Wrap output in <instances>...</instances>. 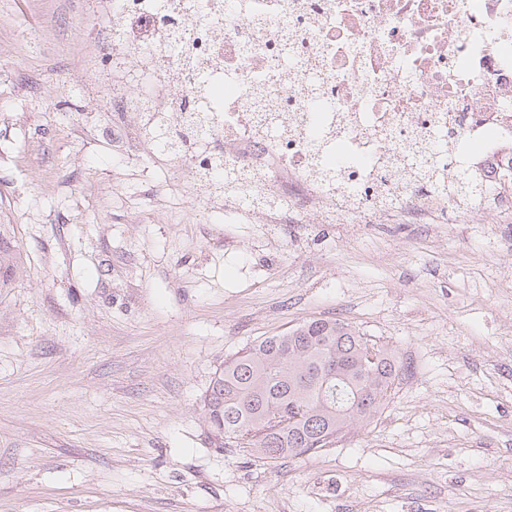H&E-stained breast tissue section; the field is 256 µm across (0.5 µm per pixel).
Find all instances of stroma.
<instances>
[{
  "mask_svg": "<svg viewBox=\"0 0 512 512\" xmlns=\"http://www.w3.org/2000/svg\"><path fill=\"white\" fill-rule=\"evenodd\" d=\"M102 8L0 0V512H512V211L356 235L145 198L170 162L95 106ZM317 318L400 356L377 416L299 458L214 447L225 359ZM20 254L11 245L6 229L0 225V288L11 282Z\"/></svg>",
  "mask_w": 512,
  "mask_h": 512,
  "instance_id": "1",
  "label": "stroma"
}]
</instances>
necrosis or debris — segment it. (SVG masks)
I'll list each match as a JSON object with an SVG mask.
<instances>
[{
    "instance_id": "1",
    "label": "necrosis or debris",
    "mask_w": 512,
    "mask_h": 512,
    "mask_svg": "<svg viewBox=\"0 0 512 512\" xmlns=\"http://www.w3.org/2000/svg\"><path fill=\"white\" fill-rule=\"evenodd\" d=\"M94 28L91 68L124 64L126 90L98 103L122 148L136 158L149 131L179 137L172 170L201 200L219 163L274 198L251 213L262 224L483 218L400 166L411 140L443 135L458 147L433 157L445 180L465 172L512 208V0H116ZM313 74L331 104L316 137ZM199 109L213 116L200 130Z\"/></svg>"
}]
</instances>
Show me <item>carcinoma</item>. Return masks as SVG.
<instances>
[{
  "label": "carcinoma",
  "instance_id": "carcinoma-1",
  "mask_svg": "<svg viewBox=\"0 0 512 512\" xmlns=\"http://www.w3.org/2000/svg\"><path fill=\"white\" fill-rule=\"evenodd\" d=\"M212 178L222 182L226 197L244 188L238 176L221 168ZM439 192L464 200L484 190L457 178L440 184ZM19 261L6 229L0 228V288L11 282ZM369 345L375 361L365 367ZM330 369L342 380L327 381ZM403 371L394 351L370 342L350 324L310 320L224 362L204 398L210 439L218 448L242 442L271 462L316 452L326 447V437L374 418ZM357 394L368 404L355 410L350 399ZM273 418L280 419V427L270 425Z\"/></svg>",
  "mask_w": 512,
  "mask_h": 512
}]
</instances>
